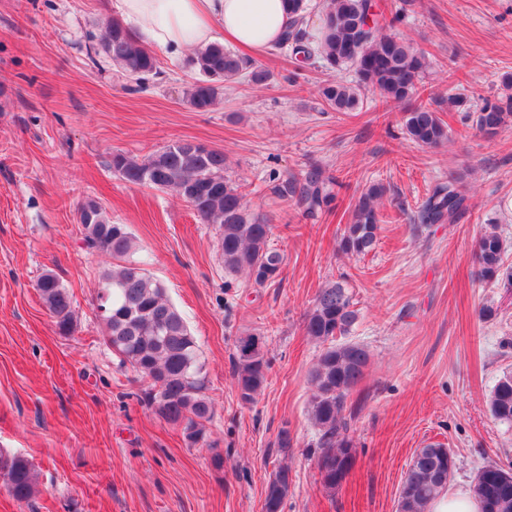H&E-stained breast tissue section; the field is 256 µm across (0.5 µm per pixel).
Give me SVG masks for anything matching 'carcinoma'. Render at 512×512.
Wrapping results in <instances>:
<instances>
[{
	"mask_svg": "<svg viewBox=\"0 0 512 512\" xmlns=\"http://www.w3.org/2000/svg\"><path fill=\"white\" fill-rule=\"evenodd\" d=\"M309 10L308 0H288L291 18L284 44L306 58L319 55L328 70L347 65L355 68L352 82L329 79L321 88L327 104L338 112L356 110L367 90L387 101L408 105L403 113L404 138L412 144L435 148L449 140L448 126L438 116L441 103L413 105L425 55L409 42L387 32L389 25L372 15L370 0H327L321 20L317 48L305 44L302 30ZM100 49L136 84L159 73L153 52L140 47L131 32L116 21L107 25ZM198 78L186 92L187 101L198 111L210 110L217 101L221 84L245 78L262 82L269 73L249 60L212 42L192 59ZM508 93L486 100L474 112L475 128L495 135L512 124V73L502 76ZM224 152L202 145L176 141L155 153L134 158L112 154V169L127 183L177 192L207 224L218 225V250L224 269L242 274L247 281L263 286L282 272L284 256L270 247L273 225L253 214L241 187L224 177ZM333 182L315 171L300 189L305 210L314 213L328 199L326 185ZM459 177L434 185L413 220L418 226L453 224L466 210V198L457 188ZM384 188L369 186L359 197L338 243V252L366 255L378 241L379 201ZM83 245L113 260L99 278L97 308L107 343L124 364L130 365L147 383L145 398L154 414L181 429L185 443L194 447L205 441L207 423L213 417L207 396V376L200 360L197 338L177 308L166 298L163 284L135 259L136 241L125 224H114L105 208L88 199L78 208ZM507 246L502 236L488 231L477 241L479 277L504 288H512V265H505ZM38 295L54 318L61 335L75 326L72 295L60 277L45 272L36 282ZM359 318L347 282L335 281L320 289L305 317L304 329L322 346L309 372L312 394L309 416L319 432L317 466L325 489L340 487L356 460L351 429L361 404L350 400L370 362L368 348L349 339ZM246 337L236 342L234 376L240 400L254 402L267 381L268 362L258 349L248 352ZM492 417L512 425V372L503 374L489 399ZM433 445L414 453L404 474L398 512H427L428 505L448 488L456 468L451 449L443 456L430 454ZM0 479L19 502L29 501L36 492L37 476L24 458L0 452ZM290 484L288 467L280 466L265 489L264 512H282ZM471 492L481 512H512V464L490 462L481 467L471 482Z\"/></svg>",
	"mask_w": 512,
	"mask_h": 512,
	"instance_id": "1",
	"label": "carcinoma"
}]
</instances>
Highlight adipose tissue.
<instances>
[{"label":"adipose tissue","mask_w":512,"mask_h":512,"mask_svg":"<svg viewBox=\"0 0 512 512\" xmlns=\"http://www.w3.org/2000/svg\"><path fill=\"white\" fill-rule=\"evenodd\" d=\"M116 8L140 46L173 58L217 35L262 58L279 49L289 21L284 0H117Z\"/></svg>","instance_id":"ef3b65f1"}]
</instances>
